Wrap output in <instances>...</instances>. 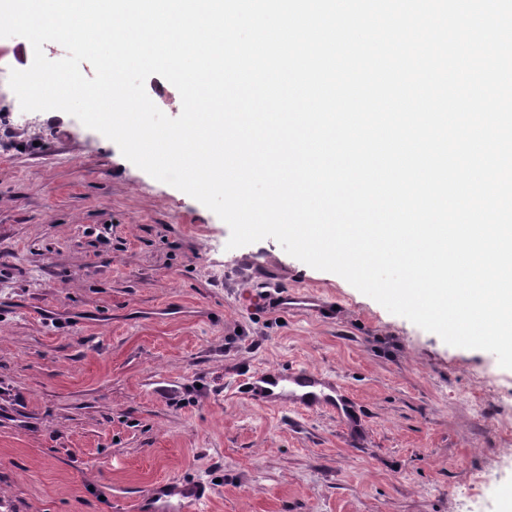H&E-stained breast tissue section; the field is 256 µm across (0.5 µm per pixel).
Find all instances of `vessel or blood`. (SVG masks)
<instances>
[{
    "instance_id": "1",
    "label": "vessel or blood",
    "mask_w": 512,
    "mask_h": 512,
    "mask_svg": "<svg viewBox=\"0 0 512 512\" xmlns=\"http://www.w3.org/2000/svg\"><path fill=\"white\" fill-rule=\"evenodd\" d=\"M239 392L246 399L301 414L328 413L349 427L356 426L364 412L363 405L339 380L309 367L285 375L275 367L250 372ZM211 498V490L204 485L179 488L160 484L144 497L141 512H199Z\"/></svg>"
}]
</instances>
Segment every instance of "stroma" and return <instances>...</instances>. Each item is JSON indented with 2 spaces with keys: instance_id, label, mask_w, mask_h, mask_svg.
<instances>
[{
  "instance_id": "stroma-1",
  "label": "stroma",
  "mask_w": 512,
  "mask_h": 512,
  "mask_svg": "<svg viewBox=\"0 0 512 512\" xmlns=\"http://www.w3.org/2000/svg\"><path fill=\"white\" fill-rule=\"evenodd\" d=\"M0 38V512H139L160 482H205L206 512H507L512 369L389 313L272 238L230 229L8 84ZM35 136L17 134L21 118ZM282 289L319 308L244 302ZM300 365L365 406L355 430L242 398Z\"/></svg>"
}]
</instances>
